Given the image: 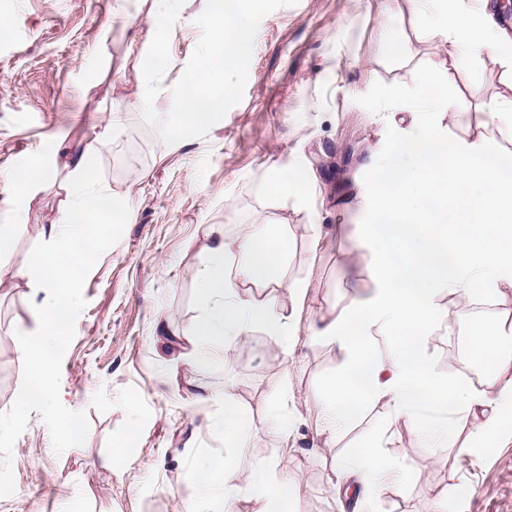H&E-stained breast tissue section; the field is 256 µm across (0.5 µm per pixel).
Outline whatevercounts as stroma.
<instances>
[{
  "label": "stroma",
  "mask_w": 512,
  "mask_h": 512,
  "mask_svg": "<svg viewBox=\"0 0 512 512\" xmlns=\"http://www.w3.org/2000/svg\"><path fill=\"white\" fill-rule=\"evenodd\" d=\"M160 0H0V224L14 225L0 252V512H220L189 475L208 459L230 457L248 485L256 460L277 466L296 488L293 512H355L334 473L338 457L382 448L397 460L364 512H512V431L484 448L470 419L452 416L469 455L423 447L411 422L385 401L362 409L351 429L331 433L311 404L344 366L337 345L312 329L373 287L359 250L364 216L354 201L370 177L372 156L412 124L424 99L454 103L435 120L454 139L484 140L512 151L497 119L476 115L512 93V58L486 51L481 66L448 62V44L422 22L438 0H298L260 23L241 102L206 137L161 148L144 124L142 66L148 27ZM205 0H184L170 38V63L155 102L159 116L199 41ZM432 74L431 83L416 75ZM118 131L96 156V190L121 200L95 261L79 273L78 304L54 351L50 407L19 409L35 372L31 297L45 274L34 254L50 245L40 227L68 203L71 178L56 147L93 139L108 122ZM302 166L305 190L278 195L256 172L282 161ZM34 177L35 189L19 187ZM237 235L268 224L288 238L287 271L305 296L296 339L283 353L264 329L232 341L206 366L183 355L180 336L203 312L199 272L210 225ZM453 306L450 327L427 340L434 372L465 386L478 371L463 359L461 338L477 322L512 323V296L484 312ZM232 389L251 416L242 447L225 448L217 423ZM289 417L288 428L270 423ZM123 460L102 469L101 456Z\"/></svg>",
  "instance_id": "35a3bbf8"
}]
</instances>
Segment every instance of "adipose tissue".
Here are the masks:
<instances>
[{
	"instance_id": "1",
	"label": "adipose tissue",
	"mask_w": 512,
	"mask_h": 512,
	"mask_svg": "<svg viewBox=\"0 0 512 512\" xmlns=\"http://www.w3.org/2000/svg\"><path fill=\"white\" fill-rule=\"evenodd\" d=\"M422 18L448 42L450 59L464 53L474 66L496 38L486 13L469 17L439 10ZM447 108L439 100L418 106L410 130L371 164L369 190L358 197L368 215L359 246L369 259L375 288L315 331L345 355L342 370L312 404L332 431L350 425L366 403L380 400L391 402L398 415L418 417L417 433L424 441L452 438L448 419L461 409L478 420L485 447L512 430L511 324L477 323L463 338L467 355L482 359L486 377L506 376L503 385L468 388L438 377L427 354L432 330L450 323L451 312L440 302L443 293H453L460 305L472 301L477 285L491 299L512 295V151L448 139L429 119ZM114 132L107 126L81 151L69 154L66 166L77 189L64 211L41 229L54 251L35 256L34 265L67 268L72 278L47 280L50 296L33 303V325L22 333L36 338L37 381L27 386L20 403H47L53 397L52 354L74 305L73 277L96 257L89 244L103 233V215L118 208L112 198L88 190L95 180L96 154ZM206 249L209 259L199 281L204 313L184 332L188 355L206 363L215 350L229 349L230 338L247 337L257 327L289 352L294 314L277 305L276 295L284 290L298 301L305 287L283 275L287 238H270L262 224L234 236L215 224ZM248 286L266 288V298L242 297L240 288ZM379 335L384 345L376 344ZM393 468L390 453L368 449L340 460L336 476L355 475L368 491ZM192 480L200 492L225 504L246 494L252 512H291L287 485L264 460L255 463L245 488L227 457L204 461Z\"/></svg>"
}]
</instances>
